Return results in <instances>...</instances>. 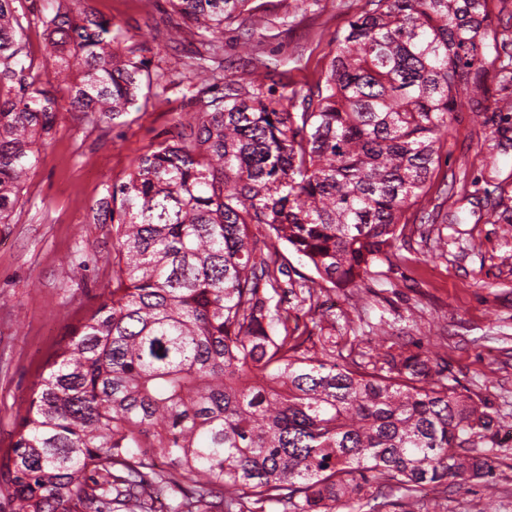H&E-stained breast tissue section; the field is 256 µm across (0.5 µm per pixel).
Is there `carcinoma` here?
<instances>
[{
  "mask_svg": "<svg viewBox=\"0 0 512 512\" xmlns=\"http://www.w3.org/2000/svg\"><path fill=\"white\" fill-rule=\"evenodd\" d=\"M38 17L0 0V224L13 223L60 111L110 123L158 73L82 0ZM167 39L195 30L181 75L224 69V28L251 0H169ZM336 34L322 79L276 93L212 76L194 123L134 158L98 214L112 224V290L35 383L0 456L8 512H379L398 492L421 512L430 484L498 491L504 421L436 379L424 352L354 355L336 326L288 331L284 244L332 286L393 255L426 199L456 113L485 109L486 75L512 82L491 0H369ZM266 228L260 243L250 225Z\"/></svg>",
  "mask_w": 512,
  "mask_h": 512,
  "instance_id": "cac0c4a2",
  "label": "carcinoma"
}]
</instances>
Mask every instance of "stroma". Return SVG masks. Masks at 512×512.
<instances>
[{"instance_id": "1", "label": "stroma", "mask_w": 512, "mask_h": 512, "mask_svg": "<svg viewBox=\"0 0 512 512\" xmlns=\"http://www.w3.org/2000/svg\"><path fill=\"white\" fill-rule=\"evenodd\" d=\"M268 23L256 32L233 23L224 32V74L248 81L264 56L278 89L315 87L336 34L368 9L367 0H258ZM127 35H147L145 55L164 68L146 109L92 126L60 110L13 223L0 224V452L25 415L31 391L60 345L112 286V227L92 219L108 186L135 156L172 138L176 115L191 116L174 62L195 46L192 32L167 43L166 0L146 14L141 0H90ZM499 112H462L442 149L436 185L422 203L432 224L408 226L395 257L358 286L336 291V333L391 337L438 359L462 392L486 396L512 417V146L498 143ZM497 211L502 221L487 223ZM87 266L73 276L70 261ZM499 490L448 487L447 512H512V467L498 468Z\"/></svg>"}]
</instances>
